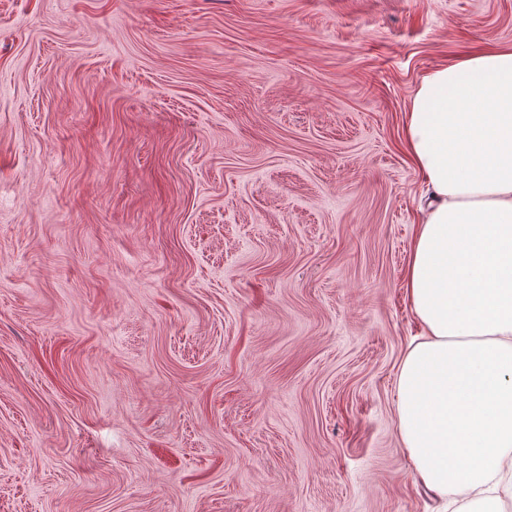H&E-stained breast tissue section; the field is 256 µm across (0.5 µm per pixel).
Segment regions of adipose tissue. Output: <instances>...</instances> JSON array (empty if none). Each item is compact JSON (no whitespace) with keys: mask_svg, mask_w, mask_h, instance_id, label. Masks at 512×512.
<instances>
[{"mask_svg":"<svg viewBox=\"0 0 512 512\" xmlns=\"http://www.w3.org/2000/svg\"><path fill=\"white\" fill-rule=\"evenodd\" d=\"M403 142L428 193L405 292L421 333L399 365V434L457 512L512 495V45L425 75Z\"/></svg>","mask_w":512,"mask_h":512,"instance_id":"ef3b65f1","label":"adipose tissue"}]
</instances>
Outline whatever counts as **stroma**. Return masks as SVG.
Listing matches in <instances>:
<instances>
[{"mask_svg":"<svg viewBox=\"0 0 512 512\" xmlns=\"http://www.w3.org/2000/svg\"><path fill=\"white\" fill-rule=\"evenodd\" d=\"M499 44L512 0H0V512H431L400 132Z\"/></svg>","mask_w":512,"mask_h":512,"instance_id":"35a3bbf8","label":"stroma"}]
</instances>
